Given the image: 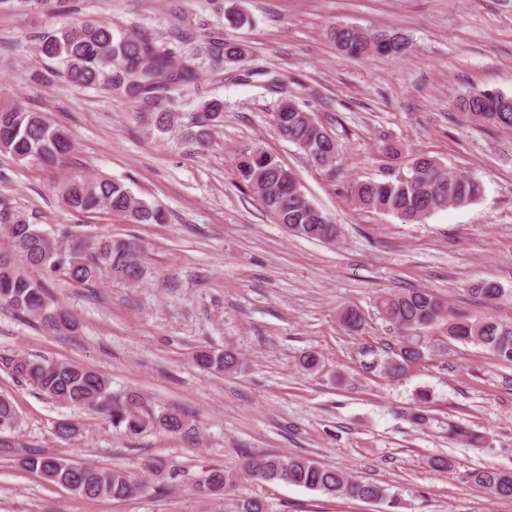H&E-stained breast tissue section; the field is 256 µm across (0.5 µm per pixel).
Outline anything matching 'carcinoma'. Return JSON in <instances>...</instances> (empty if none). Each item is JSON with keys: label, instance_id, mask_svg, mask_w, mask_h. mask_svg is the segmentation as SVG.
Listing matches in <instances>:
<instances>
[{"label": "carcinoma", "instance_id": "carcinoma-1", "mask_svg": "<svg viewBox=\"0 0 512 512\" xmlns=\"http://www.w3.org/2000/svg\"><path fill=\"white\" fill-rule=\"evenodd\" d=\"M70 0H0L19 10L59 12ZM173 27L177 42L195 43V51L181 60L157 44L147 32L114 34L112 27L97 20L81 25L48 31L40 38V53L64 66L68 81L87 87H99L134 104L152 107L154 127L164 131L178 120V113L168 107L174 94L195 84L200 59L211 66V74L223 81L224 64L245 62L247 49L235 39L220 33H201L180 23ZM225 27L240 29L250 24V16L239 6L224 9ZM337 48L350 57L381 55L401 57L409 42L398 33L370 31L348 25L331 29ZM457 107L470 121L492 123L512 128V95L493 90L470 91L457 99ZM224 117V100L205 99L200 104L197 122L200 140ZM277 134L294 144L311 161L326 165L336 158V141L322 123L303 110L298 103L283 97L273 116ZM73 151L69 132L51 122L43 112L20 103L0 104V153L16 161L43 167H64ZM239 176L258 195L262 206L270 211L288 233L308 240L329 242L337 237V225L311 203L299 182L286 174L288 167L276 157L256 150L237 165ZM63 203L81 214L106 210L136 224H162L166 213L156 205L136 196L126 185L104 176L73 173L58 184ZM482 184L472 176L451 171L435 159L419 155L405 173V179L366 181L353 187V198L365 209L391 214L404 222H420L450 205H467L477 200ZM0 224L6 227L9 249L0 251V302L19 314L33 316L49 329L62 331L73 327L68 311L47 304L41 285L21 272L14 256L25 258L29 265L63 274L69 280L93 285L105 279L128 284L141 283L147 269L135 242L101 237L90 242L70 237L65 249L56 238L37 225L17 216L9 208L0 209ZM486 302L500 300L503 288L494 282H481L471 288ZM378 316L396 330L397 348L383 362L389 378L401 376L408 363L423 359L429 350V333L439 324L446 325L448 340L476 344L485 348L497 361L512 364V325L488 317H466L454 313L429 290L385 294L375 303ZM339 321L350 331L364 323V314L346 306ZM196 364L218 373H231L239 367V357L232 350H201ZM16 376L53 400L73 406L103 410L112 426L130 435L140 434L148 424L168 432L185 427L182 415L173 412L144 418V398L130 394L119 401L112 396L109 382L94 370L77 364H60L49 359L21 356L13 361ZM17 413L11 400L0 396V433L14 428ZM22 466L50 483L88 499L124 500L137 494L142 485L125 473L49 453L34 452L22 458ZM245 474L264 482H283L317 491L331 497H350L367 502L383 501L388 493L383 487L350 477L345 471L328 467L303 455L263 454L245 457ZM471 482L500 497H512V473L484 467L470 474ZM233 486L232 476L224 469L212 467L202 474L196 492L202 496H219ZM230 512H270L261 498L239 496L230 503Z\"/></svg>", "mask_w": 512, "mask_h": 512}]
</instances>
